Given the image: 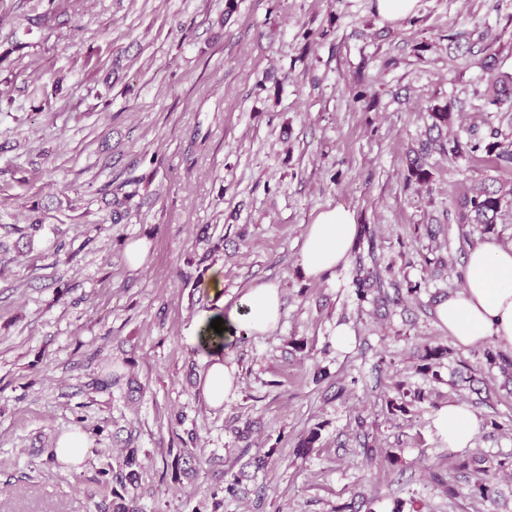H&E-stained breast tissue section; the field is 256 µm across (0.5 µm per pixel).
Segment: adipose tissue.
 <instances>
[{
	"label": "adipose tissue",
	"mask_w": 512,
	"mask_h": 512,
	"mask_svg": "<svg viewBox=\"0 0 512 512\" xmlns=\"http://www.w3.org/2000/svg\"><path fill=\"white\" fill-rule=\"evenodd\" d=\"M358 228L351 210L337 206L321 211L306 232L299 263L315 279L344 262ZM281 301L276 285L265 283L244 294L224 320L223 334L255 336L274 329ZM440 326L457 344L470 346L492 340L512 352V246L482 243L471 248L464 266L463 286L436 306ZM202 394L213 407L223 405L237 388L236 369L226 364L220 347H211ZM432 427L443 447L460 451L472 447L480 423L470 405L453 402L434 415Z\"/></svg>",
	"instance_id": "adipose-tissue-1"
}]
</instances>
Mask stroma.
Instances as JSON below:
<instances>
[{
	"mask_svg": "<svg viewBox=\"0 0 512 512\" xmlns=\"http://www.w3.org/2000/svg\"><path fill=\"white\" fill-rule=\"evenodd\" d=\"M62 2L45 26L32 19L47 0H0V512H96L128 446L143 461L141 512H342L358 493L372 512H512V476L497 466L512 457V392L483 345H456L435 315L461 287L449 210L512 170L436 154L422 187L405 163L434 104L462 101L465 137L500 125L471 94L478 58L448 36L488 26L512 73V0H418L393 22L376 0H235L229 16L226 0ZM125 181L135 196L116 220L103 188ZM334 206L373 228L380 266L418 295L376 310L351 258L304 275L303 237ZM34 207L42 227L17 251ZM136 240L149 250L134 269ZM261 283L278 287L281 320L231 341L239 388L210 407L206 353L190 338ZM428 344L454 350L434 379L419 370ZM464 366L486 399L461 389ZM110 373L120 382L91 387ZM403 386L426 398L391 413ZM455 401L480 421L459 454L431 427ZM74 429L89 448L71 469L51 452ZM190 433L204 466L179 473ZM460 456L482 460L495 503L470 497ZM228 472L242 476L234 496Z\"/></svg>",
	"mask_w": 512,
	"mask_h": 512,
	"instance_id": "35a3bbf8",
	"label": "stroma"
}]
</instances>
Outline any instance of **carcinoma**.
Here are the masks:
<instances>
[{
    "instance_id": "obj_1",
    "label": "carcinoma",
    "mask_w": 512,
    "mask_h": 512,
    "mask_svg": "<svg viewBox=\"0 0 512 512\" xmlns=\"http://www.w3.org/2000/svg\"><path fill=\"white\" fill-rule=\"evenodd\" d=\"M488 32L475 27L471 30H463L453 34L450 40L456 43V48H466V52L479 43L484 42ZM483 72L481 81L474 84V94L485 99L486 103L493 106L499 112L505 113L508 121L512 122V74L499 70L497 57L488 54L480 61ZM455 103L434 104L429 109L431 125L429 129L440 130L452 124ZM437 153L444 156L459 157L463 155L473 156L483 154L488 157L500 169H512V141L503 134L498 127H492L482 136L474 135L466 139L458 136L428 137L419 143V147L411 150L407 157V168L410 177L418 184H426L430 181L431 173L428 169V158ZM512 209V186L501 184L495 186L486 182L474 184L465 195L456 201L454 211V223L458 230L460 248L472 246L470 233L467 230L472 224H478L483 232H495L497 220L502 213ZM367 245V251L361 250V245ZM355 264L358 275L354 278V285L360 297L365 298L369 293H374L376 302L387 305L401 300L400 286L396 282H389L382 275L374 249V232L369 225L362 226L356 245L354 247ZM394 288V294H389L387 287ZM452 355V350L445 347H424L421 360L425 364L420 370L426 376L435 379L438 373L432 370L435 362ZM484 358L488 365L496 366L508 379L512 380V356L504 354L494 346L484 351ZM142 460L136 448L126 449L123 460V469L119 474L121 487L133 485L139 480ZM495 490L490 482L485 479L476 480L470 488V496L481 502H495ZM112 512H139L137 498H127L118 491L112 492Z\"/></svg>"
}]
</instances>
